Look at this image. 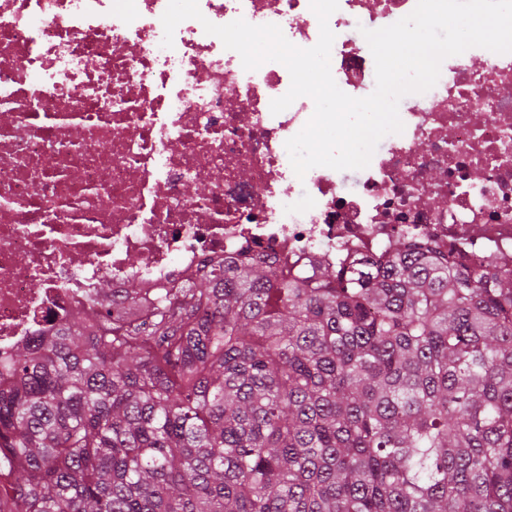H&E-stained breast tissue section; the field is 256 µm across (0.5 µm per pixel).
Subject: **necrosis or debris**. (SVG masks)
<instances>
[{
  "mask_svg": "<svg viewBox=\"0 0 512 512\" xmlns=\"http://www.w3.org/2000/svg\"><path fill=\"white\" fill-rule=\"evenodd\" d=\"M331 71L367 96L363 29L416 0H338ZM168 0H0V353L53 334L102 281L115 296L179 286L249 249L308 273L421 239L512 267V53L446 58L437 84L402 99V133L361 170H292L286 141L312 116L279 114L290 75L257 70L203 21L278 25L319 39L310 0H198L162 45ZM206 187L186 188L196 179Z\"/></svg>",
  "mask_w": 512,
  "mask_h": 512,
  "instance_id": "necrosis-or-debris-1",
  "label": "necrosis or debris"
}]
</instances>
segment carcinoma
<instances>
[{
    "label": "carcinoma",
    "instance_id": "1",
    "mask_svg": "<svg viewBox=\"0 0 512 512\" xmlns=\"http://www.w3.org/2000/svg\"><path fill=\"white\" fill-rule=\"evenodd\" d=\"M0 356V512H512V268L240 254Z\"/></svg>",
    "mask_w": 512,
    "mask_h": 512
}]
</instances>
